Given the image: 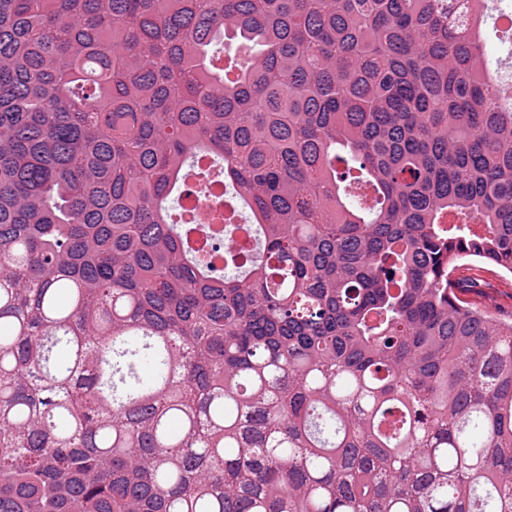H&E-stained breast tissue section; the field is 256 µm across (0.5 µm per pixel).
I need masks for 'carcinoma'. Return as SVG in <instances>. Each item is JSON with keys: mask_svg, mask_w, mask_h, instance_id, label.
<instances>
[{"mask_svg": "<svg viewBox=\"0 0 512 512\" xmlns=\"http://www.w3.org/2000/svg\"><path fill=\"white\" fill-rule=\"evenodd\" d=\"M486 23L0 0V512H512V323L450 278L512 274Z\"/></svg>", "mask_w": 512, "mask_h": 512, "instance_id": "cac0c4a2", "label": "carcinoma"}]
</instances>
